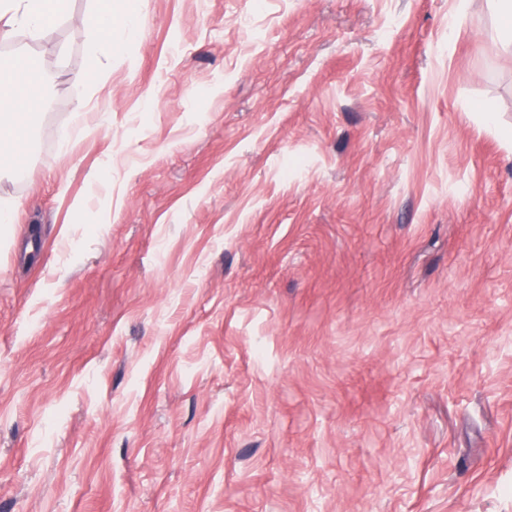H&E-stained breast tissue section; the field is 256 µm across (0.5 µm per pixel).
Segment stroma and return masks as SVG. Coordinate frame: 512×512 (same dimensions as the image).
I'll use <instances>...</instances> for the list:
<instances>
[{
	"mask_svg": "<svg viewBox=\"0 0 512 512\" xmlns=\"http://www.w3.org/2000/svg\"><path fill=\"white\" fill-rule=\"evenodd\" d=\"M132 5L9 46L50 82L0 177V512H512L484 0ZM104 7L94 15L92 24L86 29L85 38L90 42L91 50L94 53L100 42H111L112 40V0L102 1ZM92 53L91 66L84 75L85 78L95 73V57Z\"/></svg>",
	"mask_w": 512,
	"mask_h": 512,
	"instance_id": "1",
	"label": "stroma"
}]
</instances>
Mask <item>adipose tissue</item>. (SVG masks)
Instances as JSON below:
<instances>
[{
  "mask_svg": "<svg viewBox=\"0 0 512 512\" xmlns=\"http://www.w3.org/2000/svg\"><path fill=\"white\" fill-rule=\"evenodd\" d=\"M62 8L63 0H0V40H45ZM34 108L21 82L10 81L8 91L0 92V173L21 171L19 156Z\"/></svg>",
  "mask_w": 512,
  "mask_h": 512,
  "instance_id": "ef3b65f1",
  "label": "adipose tissue"
}]
</instances>
